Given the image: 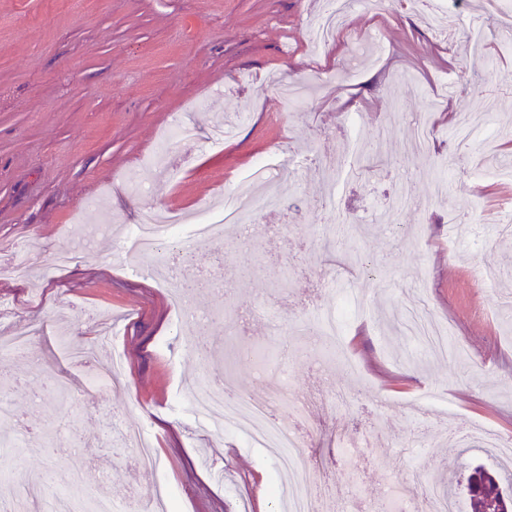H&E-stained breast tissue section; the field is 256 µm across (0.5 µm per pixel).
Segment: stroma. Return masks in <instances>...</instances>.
Returning <instances> with one entry per match:
<instances>
[{"instance_id": "stroma-1", "label": "stroma", "mask_w": 512, "mask_h": 512, "mask_svg": "<svg viewBox=\"0 0 512 512\" xmlns=\"http://www.w3.org/2000/svg\"><path fill=\"white\" fill-rule=\"evenodd\" d=\"M319 0H0V268L25 261L22 277L0 276V337L39 326L26 352L0 359V375L25 381L10 394L21 428L0 422V512L26 492L25 475L67 478L70 448L82 458L83 500L155 495L160 512H277L276 465L244 447L235 427L196 416L191 388L202 375L223 376L235 392L263 397L268 380L246 359L226 370L208 355L225 337L238 345H288L303 337L274 334L332 305L320 271L365 297L368 314L346 341L361 372L334 358L288 364L291 390L315 400L308 452L324 484L321 512L358 499L376 504L395 478L414 496L416 477L438 472L465 479L490 465L491 448L458 446L455 416L512 434V234L495 227L512 208V181H484L447 135L450 121L478 117L491 127L476 154L512 167V41L499 25V0H446L455 33L441 41L407 0L365 11L350 0L335 42L313 49L306 26ZM311 87L303 106L285 109L269 76ZM453 82V97L440 86ZM405 112L391 113V102ZM431 112L438 136L408 151V114ZM236 134L219 147L205 135L213 113ZM200 139L172 144L161 176L153 155L176 120ZM363 167L342 172L351 143ZM277 154L294 176L278 182L295 208L262 216L291 223L256 242L243 227L221 235L176 264L194 302L221 321L199 330L186 349L178 333L179 301L144 258L128 228L140 211L163 205L200 209L236 189L241 174ZM321 157L334 159L320 168ZM415 204L393 224L385 210L405 174ZM338 180L336 223L317 208L324 182ZM75 248L57 267L56 253ZM494 271V289L481 273ZM427 308L451 331L467 362L410 357L408 331L390 317ZM109 314L116 348L98 343ZM89 352L77 367L65 342ZM120 350L115 386L102 391ZM350 390L342 408L320 406L324 382ZM139 428L157 458L143 470L118 424ZM361 443L348 455V442ZM106 484H98L99 473Z\"/></svg>"}]
</instances>
